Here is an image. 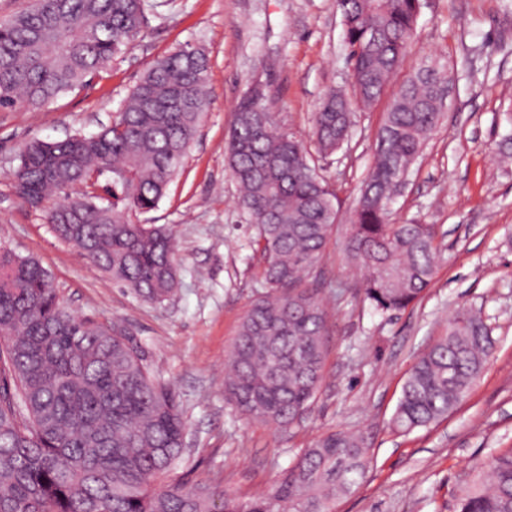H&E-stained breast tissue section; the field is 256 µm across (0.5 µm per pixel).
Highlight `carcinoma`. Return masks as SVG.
Instances as JSON below:
<instances>
[{
    "mask_svg": "<svg viewBox=\"0 0 512 512\" xmlns=\"http://www.w3.org/2000/svg\"><path fill=\"white\" fill-rule=\"evenodd\" d=\"M351 65L352 97L334 90L314 118V148L249 90L226 161L266 263L261 291L224 366V393L245 416L290 426L323 378L328 316L307 281L324 256L339 197L316 160L350 136L412 42L421 0H334ZM147 25L146 0H32L0 21V111L42 108L107 69ZM209 59L181 46L146 70L112 124L26 144L11 174L17 196L55 235L115 284L147 302L174 295L173 235L143 224L183 169L208 109ZM452 73L430 58L394 92L376 133L368 178L347 228L348 258L364 270L363 300L393 314L419 301L436 271L431 224H390L402 177L441 125ZM79 211L83 224L65 223ZM491 329L458 311L411 368L393 417L403 432L448 416L494 349ZM182 410L123 330L67 311L37 261L0 248V512H336L363 479V434L332 432L306 448L267 490L241 497L170 478L184 458ZM456 512H512V449L496 455Z\"/></svg>",
    "mask_w": 512,
    "mask_h": 512,
    "instance_id": "cac0c4a2",
    "label": "carcinoma"
}]
</instances>
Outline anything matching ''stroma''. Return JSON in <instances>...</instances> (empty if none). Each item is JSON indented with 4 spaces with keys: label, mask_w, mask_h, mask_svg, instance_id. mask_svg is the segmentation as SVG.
<instances>
[{
    "label": "stroma",
    "mask_w": 512,
    "mask_h": 512,
    "mask_svg": "<svg viewBox=\"0 0 512 512\" xmlns=\"http://www.w3.org/2000/svg\"><path fill=\"white\" fill-rule=\"evenodd\" d=\"M148 17L143 37L91 85L38 110L0 112V247L39 261L68 311L124 328L176 394L192 479L253 496L303 449L352 430L367 436L369 463L336 512H456L474 469H488L512 448V166L497 162L500 141L512 133V0H423L400 74L442 56L455 82L448 118L389 216L437 230L433 283L406 310L382 315L369 307L363 275L345 250L388 98L354 111L348 144L323 161L341 200L317 269L327 354L313 407L285 428L241 415L224 396V363L263 266L225 151L237 106L256 84L277 120L312 141L325 93L349 87L340 15L333 0H149ZM186 44L209 57V109L181 174L148 215L172 230L179 261L175 295L152 304L112 285L60 240L43 212L20 200L10 174L31 139L90 135L111 124L151 63ZM461 309L493 330L495 349L480 379L447 418L397 430L392 419L409 371Z\"/></svg>",
    "instance_id": "obj_1"
}]
</instances>
